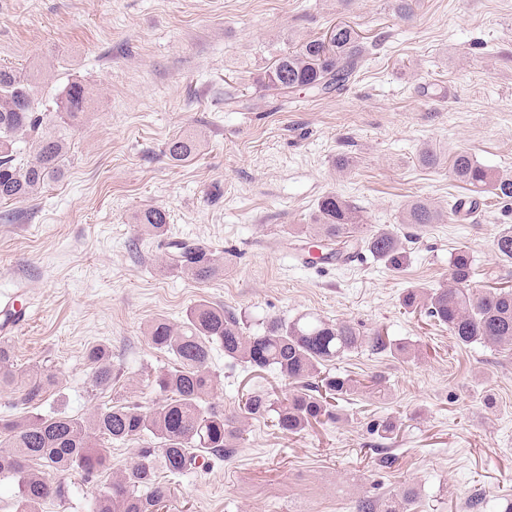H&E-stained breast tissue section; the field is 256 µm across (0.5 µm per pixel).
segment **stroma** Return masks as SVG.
<instances>
[{"instance_id": "obj_1", "label": "stroma", "mask_w": 512, "mask_h": 512, "mask_svg": "<svg viewBox=\"0 0 512 512\" xmlns=\"http://www.w3.org/2000/svg\"><path fill=\"white\" fill-rule=\"evenodd\" d=\"M382 46L331 94L272 97L258 73L281 52L337 23ZM0 65L36 75L45 98L68 84L92 94L72 131L63 175L25 202L0 203V297L26 288L28 319L10 335L18 369L52 366L59 382L37 411L87 415L131 395L151 405L150 377L170 365L145 332L177 322L199 300L262 320L314 312L364 332L383 328L419 357L364 347L335 373L379 380L383 395L356 396L342 419L286 435L246 425L233 458L175 478L167 512H353L357 498L414 487L419 512H473L482 487L500 512L512 497V354L457 346L425 316L404 313L402 292L445 281L458 246L512 285V262L494 248L512 207L495 205L422 232L401 227V270L367 259L298 263L318 200L350 197L372 224L402 205L439 206L465 191L423 148L471 152L512 174V0H418L397 18L389 0H0ZM234 89L237 100L224 99ZM200 152L175 163L179 135ZM348 156L346 173L336 156ZM159 207L169 233L223 259L204 283L164 270L162 250L137 237L135 214ZM112 352L119 381L91 386L88 347ZM218 386L209 401L237 409L242 392L287 393L274 372L254 374L213 348ZM398 429L386 443L375 424ZM390 447L383 467L378 450Z\"/></svg>"}]
</instances>
